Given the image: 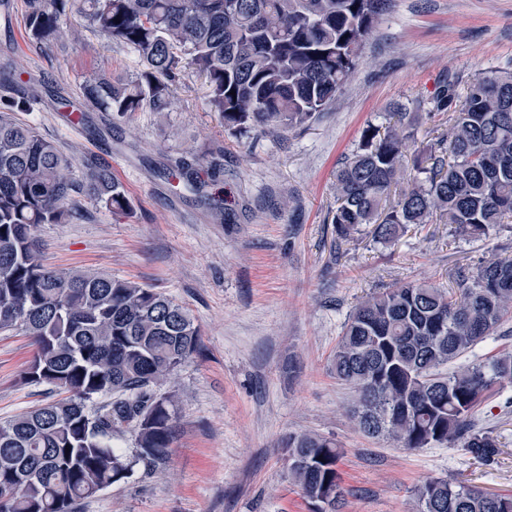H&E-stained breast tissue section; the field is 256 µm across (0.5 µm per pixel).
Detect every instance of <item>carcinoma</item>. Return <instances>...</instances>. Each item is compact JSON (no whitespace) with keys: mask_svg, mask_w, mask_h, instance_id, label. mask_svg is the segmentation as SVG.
Returning <instances> with one entry per match:
<instances>
[{"mask_svg":"<svg viewBox=\"0 0 512 512\" xmlns=\"http://www.w3.org/2000/svg\"><path fill=\"white\" fill-rule=\"evenodd\" d=\"M390 0H29L25 24L38 43L78 40L61 22L79 13L107 38L134 48L142 69L131 80L88 78L92 106L125 114L168 108L182 64L203 80L210 109L239 134L291 130L324 111L351 78L363 45ZM236 95H231V92ZM0 111V331L19 330L35 351L25 381L66 397L0 423V512H80L99 491L149 475L169 460L178 409L160 386L201 349L187 307L109 274L45 266L34 229L65 224L74 201L72 161L13 108ZM433 109L448 128L408 155L424 132L420 112L369 124L334 176L336 244L365 226L391 244L408 225L437 218L480 238L512 219V70L475 75L460 94L448 83ZM168 177L196 181L176 165ZM86 190L125 211L123 186L101 164ZM454 288L395 284L349 314L331 371L352 389L355 426L408 450L458 447L485 467L498 440L472 417L512 386V352L456 362L512 319V255L456 273ZM132 432L131 456L112 436ZM288 470L314 512H340L344 490L336 443L303 433L288 441ZM415 512H512L511 494L435 479L414 490Z\"/></svg>","mask_w":512,"mask_h":512,"instance_id":"1","label":"carcinoma"}]
</instances>
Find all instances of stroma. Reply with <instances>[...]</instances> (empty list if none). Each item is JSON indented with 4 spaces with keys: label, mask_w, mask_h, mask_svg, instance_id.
I'll return each mask as SVG.
<instances>
[{
    "label": "stroma",
    "mask_w": 512,
    "mask_h": 512,
    "mask_svg": "<svg viewBox=\"0 0 512 512\" xmlns=\"http://www.w3.org/2000/svg\"><path fill=\"white\" fill-rule=\"evenodd\" d=\"M0 28V107L31 99L15 116L73 160L109 166L131 200L111 211L85 193L69 223L36 230L44 262L106 272L175 298L190 310L203 346L163 388L178 397L166 469L142 472L83 503L81 512H311L288 479L282 444L315 433L344 451L341 512H413L414 490L430 479L463 478L512 493V388L486 402L476 428L502 443L494 468L459 448L406 450L356 429L353 394L330 359L353 308L399 282L452 287L460 269L512 253V228L478 240L449 225L409 228L397 242L362 231L337 245L333 175L363 129L397 105L432 112L443 84L512 67V0H391L354 74L333 105L305 127L239 136L206 101L195 71L182 67L167 110L119 115L85 104L90 75L132 78L141 68L130 46L107 40L79 14L78 41H30L28 0H11ZM81 117L82 134L67 121ZM183 158L202 184L194 195L159 176ZM34 353L19 332L0 334V422L52 401L24 383Z\"/></svg>",
    "instance_id": "stroma-1"
}]
</instances>
